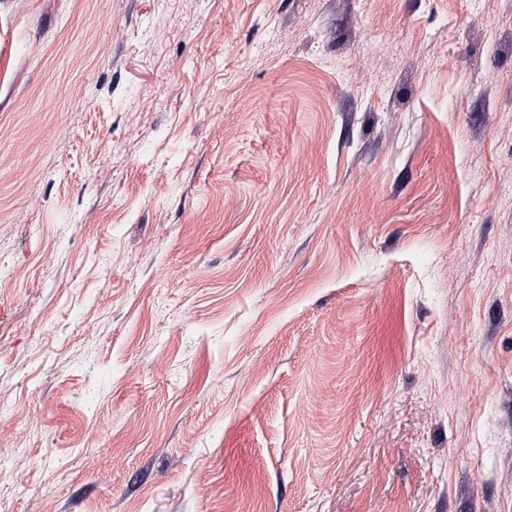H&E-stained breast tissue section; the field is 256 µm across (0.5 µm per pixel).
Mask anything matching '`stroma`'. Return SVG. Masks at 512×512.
<instances>
[{
  "label": "stroma",
  "mask_w": 512,
  "mask_h": 512,
  "mask_svg": "<svg viewBox=\"0 0 512 512\" xmlns=\"http://www.w3.org/2000/svg\"><path fill=\"white\" fill-rule=\"evenodd\" d=\"M11 512H512V0H0Z\"/></svg>",
  "instance_id": "35a3bbf8"
}]
</instances>
